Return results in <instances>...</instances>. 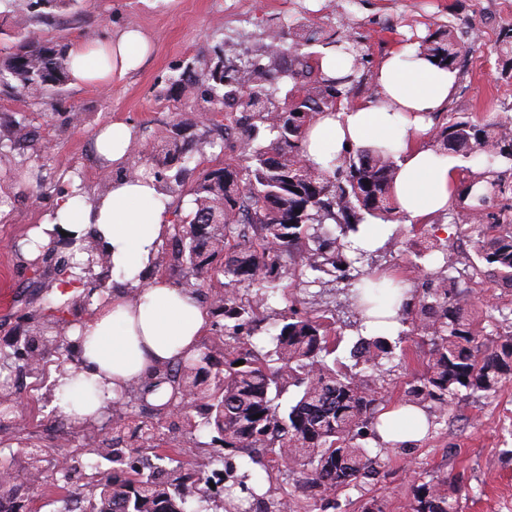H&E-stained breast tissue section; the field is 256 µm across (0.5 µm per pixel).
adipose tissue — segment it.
I'll return each mask as SVG.
<instances>
[{
	"label": "adipose tissue",
	"instance_id": "obj_1",
	"mask_svg": "<svg viewBox=\"0 0 512 512\" xmlns=\"http://www.w3.org/2000/svg\"><path fill=\"white\" fill-rule=\"evenodd\" d=\"M151 50L139 28L127 26L87 48L68 49L75 83H110L113 76L136 71ZM455 72L406 47L396 48L380 64V98L345 102L319 114L304 141L308 162L323 165L344 146L385 142L398 168L394 194L411 221L447 211L459 186L455 163L426 142L431 117L447 105ZM133 129L122 121L101 128L95 147L114 170L107 194L64 193L33 227L27 258L49 246L57 229L80 239L105 242L114 270L123 272L124 288L94 298L93 316L68 329L76 342L78 363L57 376L58 407L68 418L92 420L129 386L149 381L157 368L194 357L209 321L207 308L189 289L140 273L154 261L169 233V200L155 180L125 171Z\"/></svg>",
	"mask_w": 512,
	"mask_h": 512
}]
</instances>
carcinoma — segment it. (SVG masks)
Returning a JSON list of instances; mask_svg holds the SVG:
<instances>
[{
    "label": "carcinoma",
    "instance_id": "obj_1",
    "mask_svg": "<svg viewBox=\"0 0 512 512\" xmlns=\"http://www.w3.org/2000/svg\"><path fill=\"white\" fill-rule=\"evenodd\" d=\"M16 23L27 25L40 9H53L65 0H7ZM274 48L263 55L270 63L250 61L234 72H221V55L196 58L172 80L180 93L197 100L196 108L175 113L170 134L161 142L147 143L139 154L150 153L157 171L156 182L168 193L175 188L192 196L193 209L174 227L171 251L156 266L171 264L185 277L202 282L216 280L211 289L209 312L224 323L213 326L224 332V361L216 368L209 347L187 361L161 371L144 388H131L112 401V432L98 439L92 453L112 464V471L94 484L86 498L88 512H184L193 498L219 497L224 512H239V501L253 499L257 512H317L336 507V492L360 490L385 474L387 447L404 444L388 441L373 452L362 440L378 436L377 427L396 430L395 422L380 419L384 383L390 369L402 364L407 352L403 343L418 336L417 345L427 349L424 372L404 391L401 405L422 410L444 409L461 392L487 398L512 380V334L489 345L473 328L468 310L471 297L458 287L447 263L432 270L426 264L437 254L448 259L449 242L438 238L420 241L415 252L420 262L414 270L425 271L434 286L418 296L379 285L380 279L360 269L367 251L354 246L351 237L369 215L383 221L400 217L392 188L395 169L392 154L384 146H369L337 154L328 167L307 163L303 142L310 123L322 112L350 99L360 64L366 58L363 40L345 29H326L299 20L287 28L269 31ZM336 46L352 57L350 71L339 78L320 73L318 59L306 51L312 46ZM417 53L438 59L454 69L462 47L441 31L419 41ZM284 77L304 78L293 102L278 97ZM70 81L67 46L25 34L11 52L0 56V84H15L35 99L45 100ZM234 101L239 113L225 114L234 125L238 162L209 168L191 182L186 176L198 148L186 132L198 124L199 111L216 112ZM432 138L450 155L471 161L484 160L487 167L464 176L451 215L453 224L464 226L477 250L480 264L475 275L490 268L512 283V206L500 210L494 223H485L486 207L505 193L496 166L512 167V122L473 113H449L446 122L432 128ZM179 164L175 185L164 171ZM78 265L89 260L102 269L94 280L83 283L87 294L104 288L111 272L109 255L89 243L81 248ZM340 272L347 281V302L353 309L358 340L349 351L347 365L336 357L338 336L326 316L300 312L290 300L288 315L265 328L273 348L265 353L250 342L263 323L261 311L271 300L285 296L280 282L293 276L309 287L323 283V276ZM388 294L387 304L396 314L389 322L408 324L397 338L364 336L365 322L376 303L371 296ZM59 315L43 313L31 321L24 334L23 367L37 374L44 365L33 359L58 352L62 338L56 326ZM242 365H236L238 361ZM163 384L171 396L181 399L189 392L197 402V415L183 414L191 430L209 427L216 441L230 455L241 454L248 462L273 475L293 480L288 499L267 502L247 484L243 472L235 484L220 489L210 483L219 470V457L207 454L186 469H165L172 459L164 447L162 426L135 421L133 401L144 402L146 393ZM299 389L295 401L284 407L279 397L288 387ZM15 392L0 383V417L12 413ZM200 420H195V417ZM41 449L27 447L15 462L0 467V503L11 500L19 478L32 486L56 480L43 467ZM457 481L429 471L419 473L407 503L409 512H459Z\"/></svg>",
    "mask_w": 512,
    "mask_h": 512
}]
</instances>
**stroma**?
<instances>
[{
    "mask_svg": "<svg viewBox=\"0 0 512 512\" xmlns=\"http://www.w3.org/2000/svg\"><path fill=\"white\" fill-rule=\"evenodd\" d=\"M305 16L307 23L326 28L345 23L347 30L362 34L370 49V62L354 98L375 96L377 69L381 61L400 44H414L417 38L450 24L464 50L456 70V92L447 109L451 112L493 113L512 116V76L505 74V57L499 51L500 32L512 27V0H357L347 19H339L333 0H67L65 6L45 12L30 23L42 39L69 44L85 35L103 38L125 25L141 28L153 42V51L137 71L114 77L111 84L77 87L65 85L52 104L38 103L27 94L0 85V142L11 136V119L26 120L40 146L25 150V175H18L14 158L0 155V350L11 353L21 347L26 318L57 306L56 285L70 275L73 249L58 239L50 254L38 262L23 260L13 249L26 238L52 208L62 190L78 181L86 190L99 186L104 166L94 149L96 130L122 121L134 131L135 143L165 135L176 109L188 108L189 99L170 90V79L178 75L193 57L212 55L221 47L229 59L262 52L266 31ZM81 112L84 123L66 126L69 111ZM222 113L212 122L191 131L199 151L201 168L221 159L237 156L234 137L225 136ZM433 232L450 239L453 274L473 296L471 316L480 334L508 335L512 321H488L486 304L512 309V288L501 279L470 274L475 262L473 245L463 228L449 219L431 217ZM396 244L389 249L369 251L366 271L385 274L414 288L409 267L414 257V236L406 220L394 221ZM302 310L324 313L334 322L343 340L340 352H347L357 338L349 321L351 312L341 284L327 281L317 304L302 303ZM57 359L49 357L44 381L37 393H30V379L16 376L28 438L0 445V460L10 461L27 442L37 443L47 463L75 454L81 442V426L63 435L51 421L59 417L56 374ZM144 421H160L175 448V460L192 461L203 454L208 431L192 432L175 425L173 418H156L151 410L140 411ZM437 424L429 435L405 448L389 451L386 480L370 487L369 493L386 502V512H406L414 472L420 468L457 480L462 486L460 512H512V382L496 396L483 399L458 396L447 410L436 413ZM93 471L88 466L73 470L63 488L44 485L35 489L21 485L17 502L31 512H57L64 490L82 491Z\"/></svg>",
    "mask_w": 512,
    "mask_h": 512,
    "instance_id": "35a3bbf8",
    "label": "stroma"
}]
</instances>
